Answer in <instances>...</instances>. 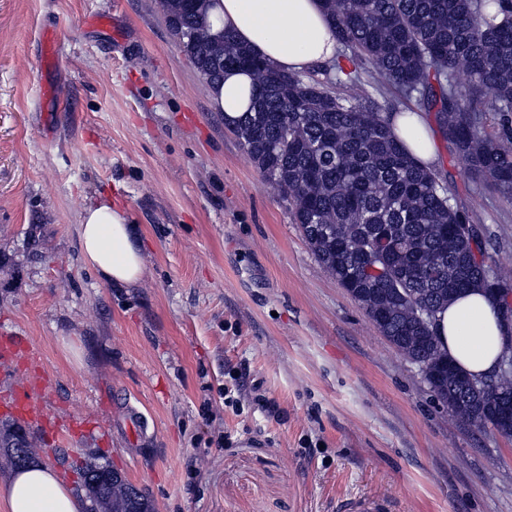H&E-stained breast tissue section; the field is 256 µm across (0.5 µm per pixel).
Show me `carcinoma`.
Masks as SVG:
<instances>
[{"label": "carcinoma", "instance_id": "carcinoma-1", "mask_svg": "<svg viewBox=\"0 0 512 512\" xmlns=\"http://www.w3.org/2000/svg\"><path fill=\"white\" fill-rule=\"evenodd\" d=\"M339 45L350 52L319 79L272 69L229 34L214 33L207 0H161L181 52L208 84L227 68L247 70L259 93L252 114L228 125L265 181L288 203L316 261L365 310L406 360L434 377L455 401L463 426L500 430L491 401H512V372L479 382L467 376L433 331L438 310L470 288L492 299L512 282L485 278V243L451 187L390 134L384 113L366 107L358 72L368 62L390 89L434 116L467 177L512 196V0H323ZM465 74L467 81L457 80ZM499 133L484 130L486 113ZM386 229L398 247L382 250ZM84 487L99 512L104 494L90 469Z\"/></svg>", "mask_w": 512, "mask_h": 512}]
</instances>
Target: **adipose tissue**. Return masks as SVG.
Segmentation results:
<instances>
[{
    "instance_id": "obj_1",
    "label": "adipose tissue",
    "mask_w": 512,
    "mask_h": 512,
    "mask_svg": "<svg viewBox=\"0 0 512 512\" xmlns=\"http://www.w3.org/2000/svg\"><path fill=\"white\" fill-rule=\"evenodd\" d=\"M208 16L214 30L232 32L238 41L270 64L290 73L312 70L335 58L338 44L322 0H210ZM255 93L251 75L228 70L223 81L210 85L214 111L234 120L249 112ZM396 137L422 165L437 161L432 126L421 112L389 116ZM79 236L85 263L112 285L132 288L145 272L140 233L129 213L105 197L84 205ZM435 330L442 349L464 373L488 377L495 373L512 336L502 315L480 290L469 291L436 315ZM76 491L62 485L53 467L32 464L0 484V512H83Z\"/></svg>"
}]
</instances>
